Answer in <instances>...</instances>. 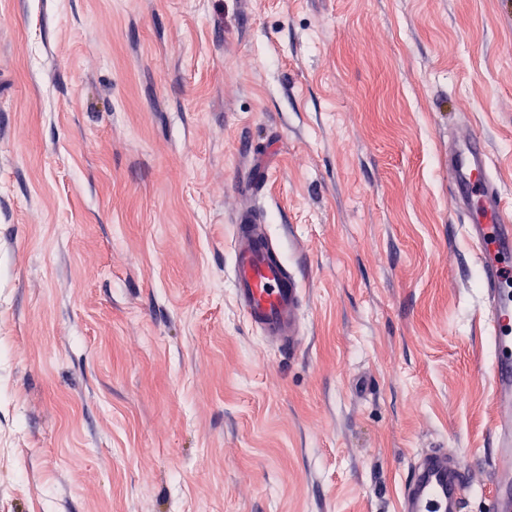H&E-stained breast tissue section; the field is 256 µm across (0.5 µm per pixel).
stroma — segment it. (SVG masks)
<instances>
[{
	"instance_id": "stroma-1",
	"label": "stroma",
	"mask_w": 512,
	"mask_h": 512,
	"mask_svg": "<svg viewBox=\"0 0 512 512\" xmlns=\"http://www.w3.org/2000/svg\"><path fill=\"white\" fill-rule=\"evenodd\" d=\"M512 193V0H0V512H397L495 409L448 142ZM304 288L270 350L236 213ZM233 225L231 286L245 322L278 352H296L304 337L303 288L267 225L241 213Z\"/></svg>"
}]
</instances>
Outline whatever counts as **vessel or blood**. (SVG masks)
<instances>
[{"mask_svg":"<svg viewBox=\"0 0 512 512\" xmlns=\"http://www.w3.org/2000/svg\"><path fill=\"white\" fill-rule=\"evenodd\" d=\"M448 176L453 208L478 256L483 321L494 353L489 512H512V198L491 172L481 135L449 142ZM230 247L231 286L245 322L277 351L296 352L306 325L303 289L267 225L257 214H239ZM470 494L458 450L437 448L409 465L399 512H463Z\"/></svg>","mask_w":512,"mask_h":512,"instance_id":"b4317fda","label":"vessel or blood"}]
</instances>
